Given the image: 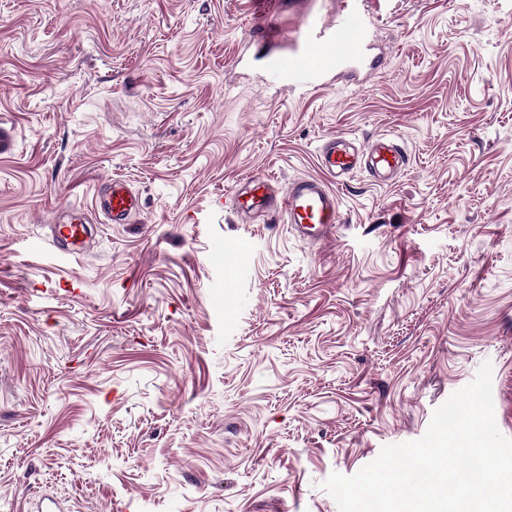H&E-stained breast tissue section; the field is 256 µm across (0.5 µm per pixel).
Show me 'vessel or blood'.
Returning a JSON list of instances; mask_svg holds the SVG:
<instances>
[{"label":"vessel or blood","instance_id":"1","mask_svg":"<svg viewBox=\"0 0 512 512\" xmlns=\"http://www.w3.org/2000/svg\"><path fill=\"white\" fill-rule=\"evenodd\" d=\"M363 0H340L334 23L309 13L306 27L288 52L263 55L267 82L274 85L319 88L336 72L352 65L373 69L368 56L371 31L364 21ZM321 175L308 176L279 186L273 177L256 174L243 179L235 191V210L246 220L281 218L304 240L325 239L340 222L339 195L335 184L356 171L394 181L408 166L409 155L395 138L382 135L356 147L352 138L332 135L318 151ZM109 223L127 224L139 214L138 194L120 181L112 182L96 199ZM88 219L82 210H72L67 221L56 224L53 240L72 254L88 245Z\"/></svg>","mask_w":512,"mask_h":512}]
</instances>
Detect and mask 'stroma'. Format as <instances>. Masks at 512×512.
Here are the masks:
<instances>
[{
	"label": "stroma",
	"instance_id": "obj_1",
	"mask_svg": "<svg viewBox=\"0 0 512 512\" xmlns=\"http://www.w3.org/2000/svg\"><path fill=\"white\" fill-rule=\"evenodd\" d=\"M310 9L337 0L267 29L249 0H0V512H338L328 476L487 360L512 438V0H365L377 67L302 97L259 55ZM384 133L407 172L340 187L326 241L234 212ZM115 179L139 216L55 246ZM88 219L81 209L71 211L67 221L56 224L53 229V241L66 252L79 255L88 245Z\"/></svg>",
	"mask_w": 512,
	"mask_h": 512
}]
</instances>
